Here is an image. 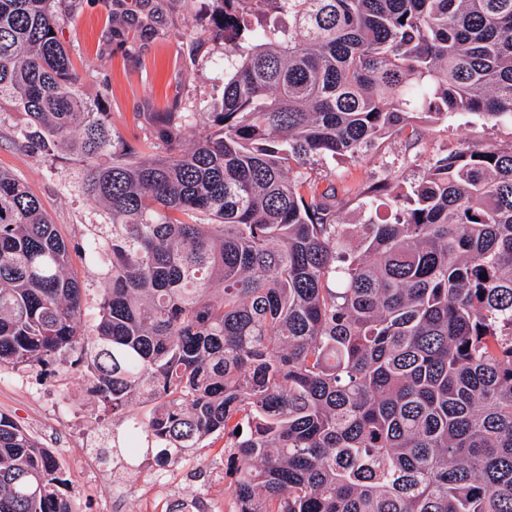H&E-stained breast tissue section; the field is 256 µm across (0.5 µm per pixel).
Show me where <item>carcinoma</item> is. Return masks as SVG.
I'll return each instance as SVG.
<instances>
[{"label": "carcinoma", "mask_w": 512, "mask_h": 512, "mask_svg": "<svg viewBox=\"0 0 512 512\" xmlns=\"http://www.w3.org/2000/svg\"><path fill=\"white\" fill-rule=\"evenodd\" d=\"M214 2L218 111L165 112L157 152L103 162L52 0H0L19 138L77 157L112 218L77 246L86 331L70 247L0 170V369L78 347L93 397L151 406L130 428L165 456L224 433L236 512H512V144L466 142L405 194L364 185L359 235L307 174L419 145L421 115L512 122V0ZM68 489L1 412L0 512H71Z\"/></svg>", "instance_id": "carcinoma-1"}]
</instances>
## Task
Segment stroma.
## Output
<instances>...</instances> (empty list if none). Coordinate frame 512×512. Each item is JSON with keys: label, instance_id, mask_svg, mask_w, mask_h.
Returning a JSON list of instances; mask_svg holds the SVG:
<instances>
[{"label": "stroma", "instance_id": "stroma-1", "mask_svg": "<svg viewBox=\"0 0 512 512\" xmlns=\"http://www.w3.org/2000/svg\"><path fill=\"white\" fill-rule=\"evenodd\" d=\"M214 0H54L56 37L80 76L79 97L108 115L115 139L150 152L157 141V115L210 112L224 93V43L198 39L194 30L210 28ZM20 116L14 103L0 98V170L23 181L41 200L62 238L77 244L109 216L84 186L81 163L62 155L47 160L31 153L14 133ZM485 145L512 143V125L469 115L425 126L422 143L408 147L405 135L379 141L356 161H318L309 175L320 185L335 184L351 199L341 223L358 227L367 215L354 197L365 183L392 175L403 187L418 182L432 158L460 148L463 140ZM77 353L54 372L0 371V412L50 448L70 483L72 512H101L112 499L106 475L111 454H97L102 438L122 432L127 418L113 415L88 392ZM71 414L59 420L54 404ZM181 493L205 505H231L232 487L220 479L225 466L224 436L216 433L191 449ZM164 462L149 449L128 483L120 512H163V493L149 477Z\"/></svg>", "mask_w": 512, "mask_h": 512}]
</instances>
